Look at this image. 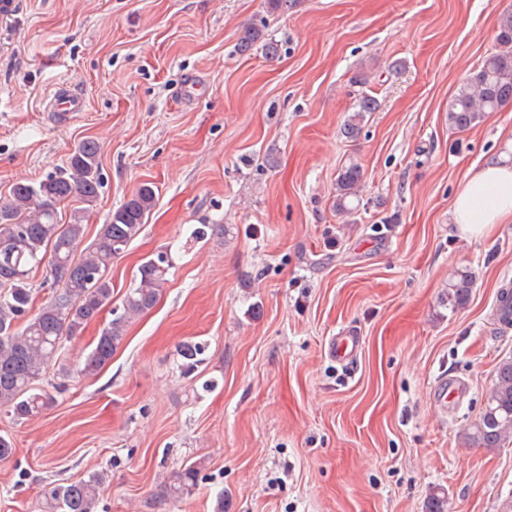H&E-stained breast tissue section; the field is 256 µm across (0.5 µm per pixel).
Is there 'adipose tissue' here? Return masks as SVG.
I'll return each instance as SVG.
<instances>
[{"instance_id":"obj_1","label":"adipose tissue","mask_w":512,"mask_h":512,"mask_svg":"<svg viewBox=\"0 0 512 512\" xmlns=\"http://www.w3.org/2000/svg\"><path fill=\"white\" fill-rule=\"evenodd\" d=\"M449 220L473 238L512 223V165L493 160L472 174L457 193Z\"/></svg>"}]
</instances>
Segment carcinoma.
I'll list each match as a JSON object with an SVG mask.
<instances>
[{
  "label": "carcinoma",
  "instance_id": "1",
  "mask_svg": "<svg viewBox=\"0 0 512 512\" xmlns=\"http://www.w3.org/2000/svg\"><path fill=\"white\" fill-rule=\"evenodd\" d=\"M263 37L257 26L244 28L239 48L249 50ZM498 50L483 61L479 70L463 81L448 105V125L464 131L476 126L487 112L512 102V12L497 23ZM377 100L361 93L357 109L344 123L349 138L357 136L366 114ZM100 146L87 139L78 144L66 169L40 181H18L10 200L0 205V409L17 421L29 420L45 411L53 396L38 387L51 363L64 348V340L81 335L87 325L112 305V282L106 271L142 232L145 219L156 204L153 186L145 183L115 210L96 242L79 250L84 235V210L74 213L69 224L57 220V205L77 198L91 207L103 187L99 166ZM362 180L361 167L351 162L336 179V211L355 210L353 199ZM51 249L50 299L33 310L30 275ZM171 266L168 253L159 252L143 262L122 306L112 310V320L100 331L94 347L77 364V372L97 374L123 343L127 326L152 309ZM474 285L473 276L462 272L448 287V306L466 305ZM202 346L182 345L180 356L186 370L194 369ZM467 443L486 449L503 447L512 440V359L496 368L494 383L478 418L463 432ZM200 464L193 462L177 473L173 483L158 497L157 505L191 493ZM107 474L98 472L76 482L58 483L43 494V512H97L99 487Z\"/></svg>",
  "mask_w": 512,
  "mask_h": 512
}]
</instances>
